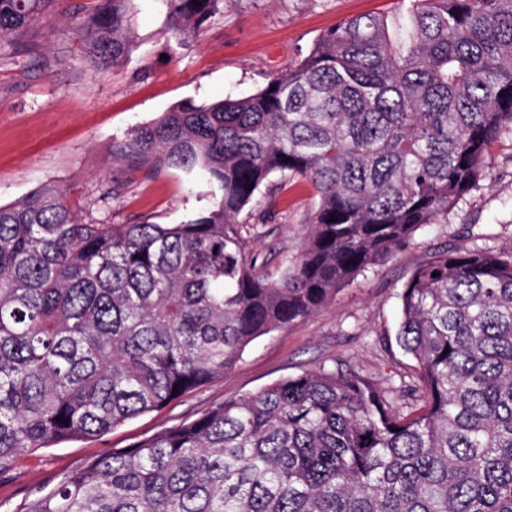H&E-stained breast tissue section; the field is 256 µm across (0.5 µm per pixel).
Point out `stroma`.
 Masks as SVG:
<instances>
[{
  "mask_svg": "<svg viewBox=\"0 0 512 512\" xmlns=\"http://www.w3.org/2000/svg\"><path fill=\"white\" fill-rule=\"evenodd\" d=\"M98 0H59L28 45L0 46V205L54 187L83 221L125 224L146 218L178 224L208 206L207 186L169 169L132 168L119 148L135 127L185 99L221 100L257 91L270 72L304 58L341 20L386 14L396 0H224L199 37L176 46L161 0H133L136 49L122 64L90 66L80 22ZM490 181L449 213L420 229L392 259L343 288L335 302L293 325L256 339L236 365L207 385L112 432L19 453L0 475V512L55 487L63 477L115 448L201 416L231 399L320 366L354 367L400 384L413 360L395 340L400 293L411 272L444 246L461 250L512 243V137L493 149ZM110 199H102L104 188ZM301 178L274 196H259L253 219L273 228L252 241L260 255L298 253L316 207Z\"/></svg>",
  "mask_w": 512,
  "mask_h": 512,
  "instance_id": "35a3bbf8",
  "label": "stroma"
}]
</instances>
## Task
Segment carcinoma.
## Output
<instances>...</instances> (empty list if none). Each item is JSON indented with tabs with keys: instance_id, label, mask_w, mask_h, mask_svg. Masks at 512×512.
Here are the masks:
<instances>
[{
	"instance_id": "obj_1",
	"label": "carcinoma",
	"mask_w": 512,
	"mask_h": 512,
	"mask_svg": "<svg viewBox=\"0 0 512 512\" xmlns=\"http://www.w3.org/2000/svg\"><path fill=\"white\" fill-rule=\"evenodd\" d=\"M56 0H0V45ZM132 0H102L87 57L128 60ZM178 42L224 0H162ZM512 135V0H398L344 19L264 87L185 100L123 154L220 193L180 224H87L66 195L0 206V475L224 375L479 190ZM278 177L317 207L259 258L241 214ZM336 221H330V218ZM437 276H432V273ZM401 387L317 367L66 476L22 512H512V245L444 248L404 284Z\"/></svg>"
}]
</instances>
